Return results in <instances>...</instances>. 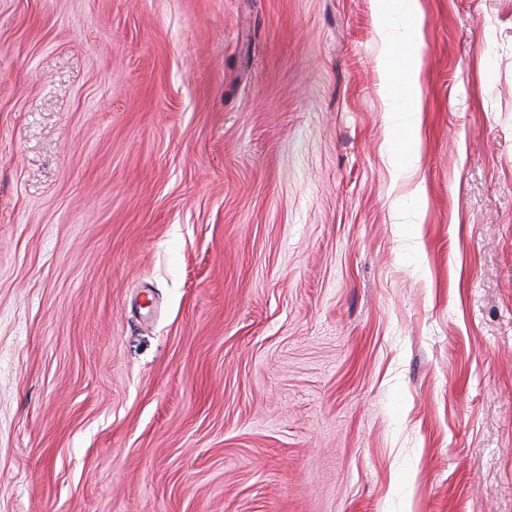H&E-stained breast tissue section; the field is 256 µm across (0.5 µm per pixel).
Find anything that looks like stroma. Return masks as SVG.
<instances>
[{
  "label": "stroma",
  "mask_w": 512,
  "mask_h": 512,
  "mask_svg": "<svg viewBox=\"0 0 512 512\" xmlns=\"http://www.w3.org/2000/svg\"><path fill=\"white\" fill-rule=\"evenodd\" d=\"M411 28L412 137L376 0H0V512H512V0Z\"/></svg>",
  "instance_id": "1"
}]
</instances>
